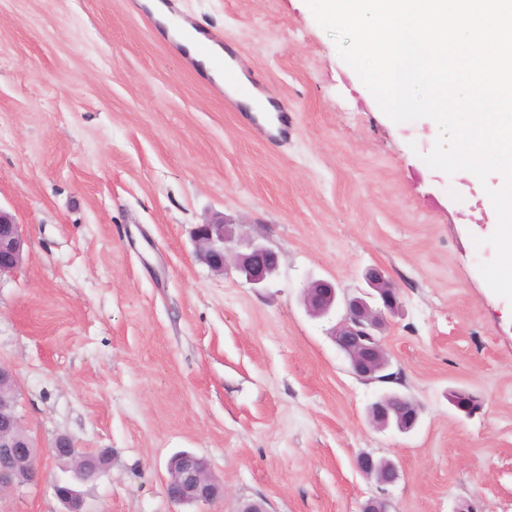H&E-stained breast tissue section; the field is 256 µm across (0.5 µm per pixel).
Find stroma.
Segmentation results:
<instances>
[{
    "label": "stroma",
    "mask_w": 512,
    "mask_h": 512,
    "mask_svg": "<svg viewBox=\"0 0 512 512\" xmlns=\"http://www.w3.org/2000/svg\"><path fill=\"white\" fill-rule=\"evenodd\" d=\"M181 3L287 104L284 139L258 137L135 0H0V208L27 240L0 277V363L44 474L0 512H59L62 435L112 452L87 512H512V303L478 270L494 227L477 191L430 169L428 119H389L306 0ZM217 215L237 251L278 253L264 286L200 261L192 230ZM370 267L400 296L390 384L353 375L338 315L301 302L319 278L358 293ZM457 389L481 410L458 413ZM389 390L420 405L416 429L370 424ZM181 451L223 496L168 501ZM363 452L398 481L362 474ZM360 472L373 478L380 486L393 485L399 479L397 466L387 459H375L371 454L364 453L357 458Z\"/></svg>",
    "instance_id": "35a3bbf8"
}]
</instances>
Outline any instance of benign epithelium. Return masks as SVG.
Segmentation results:
<instances>
[{
	"mask_svg": "<svg viewBox=\"0 0 512 512\" xmlns=\"http://www.w3.org/2000/svg\"><path fill=\"white\" fill-rule=\"evenodd\" d=\"M194 239L199 256L211 270L222 273L233 264L255 286L264 284L279 266L278 254L264 244L251 242L247 251H234L229 246L233 239L231 225L222 216L197 225ZM24 245L22 225L11 213L0 209V275L13 272L21 264ZM364 279L371 292L343 298L332 281L312 280L304 287L303 301L314 316H324L341 307L333 340L347 357L351 373L368 379L385 372L389 366L382 333L388 325V316L399 307V292L377 267L368 269ZM17 402L16 375L11 368L0 364V493L5 490L20 493L37 485L41 478L37 448L17 413ZM450 402L466 416L478 411L475 402L459 391L450 395ZM369 416L376 428L394 427L409 432L419 425L421 410L407 396L384 392L371 405ZM52 456L69 464L68 475L52 482L54 495L64 506L63 512H86L79 486L110 468V452L80 448L70 437L60 436L52 448ZM356 465L381 486L393 485L399 479V470L392 461L376 459L369 453L360 455ZM167 472V495L178 505L208 504L224 492L207 461L193 452L173 456Z\"/></svg>",
	"mask_w": 512,
	"mask_h": 512,
	"instance_id": "1",
	"label": "benign epithelium"
}]
</instances>
